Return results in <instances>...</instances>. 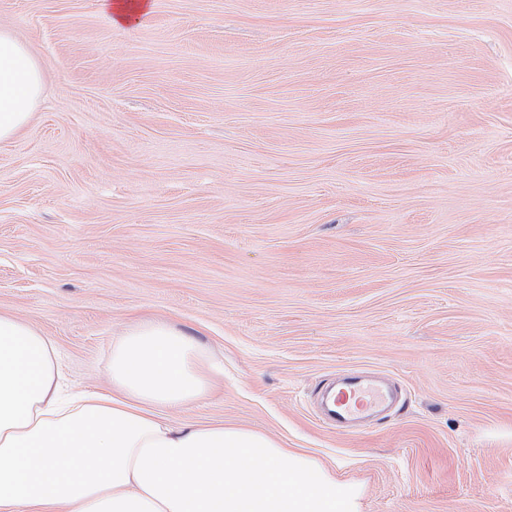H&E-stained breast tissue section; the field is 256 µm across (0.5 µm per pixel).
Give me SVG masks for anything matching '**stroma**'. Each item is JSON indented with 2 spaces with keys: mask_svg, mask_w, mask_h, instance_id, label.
I'll return each instance as SVG.
<instances>
[{
  "mask_svg": "<svg viewBox=\"0 0 512 512\" xmlns=\"http://www.w3.org/2000/svg\"><path fill=\"white\" fill-rule=\"evenodd\" d=\"M0 0L44 67L0 142V313L110 389L168 320L224 363L170 410L260 431L361 512H512V0ZM365 370L401 403L316 409ZM105 9L111 12L112 21L115 24L130 23L134 17L146 9H150L152 3L149 0H101ZM112 11L114 15H112Z\"/></svg>",
  "mask_w": 512,
  "mask_h": 512,
  "instance_id": "stroma-1",
  "label": "stroma"
}]
</instances>
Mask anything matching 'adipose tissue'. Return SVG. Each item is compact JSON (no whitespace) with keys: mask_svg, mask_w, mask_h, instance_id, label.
<instances>
[{"mask_svg":"<svg viewBox=\"0 0 512 512\" xmlns=\"http://www.w3.org/2000/svg\"><path fill=\"white\" fill-rule=\"evenodd\" d=\"M44 68L0 29V142L29 125ZM221 363L138 319L112 345L111 394L64 391L53 342L0 313V512H360L362 489L264 433L173 425Z\"/></svg>","mask_w":512,"mask_h":512,"instance_id":"1","label":"adipose tissue"}]
</instances>
